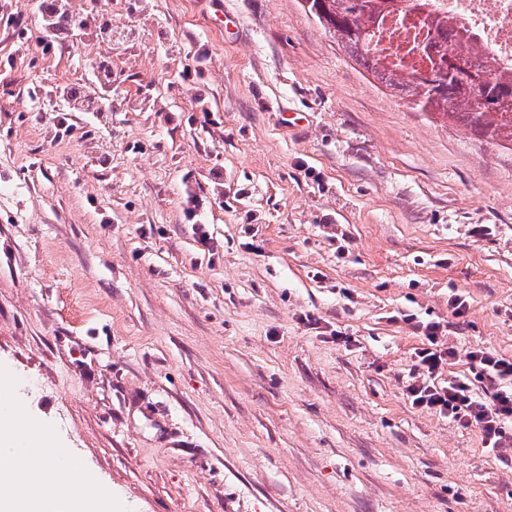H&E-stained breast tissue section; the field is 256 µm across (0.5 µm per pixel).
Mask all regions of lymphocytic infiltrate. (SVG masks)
I'll return each instance as SVG.
<instances>
[{"label":"lymphocytic infiltrate","mask_w":512,"mask_h":512,"mask_svg":"<svg viewBox=\"0 0 512 512\" xmlns=\"http://www.w3.org/2000/svg\"><path fill=\"white\" fill-rule=\"evenodd\" d=\"M404 322L411 325L421 339L414 351V370L404 387V395L412 407L434 413L468 429H478L482 443L492 452L506 453L512 447V358L483 347L463 351L448 346L443 323L422 321L407 314ZM465 360L475 370L477 380L488 382L490 396L480 395L469 378L442 380L445 367Z\"/></svg>","instance_id":"obj_1"}]
</instances>
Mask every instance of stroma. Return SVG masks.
I'll return each mask as SVG.
<instances>
[{
    "label": "stroma",
    "instance_id": "1",
    "mask_svg": "<svg viewBox=\"0 0 512 512\" xmlns=\"http://www.w3.org/2000/svg\"><path fill=\"white\" fill-rule=\"evenodd\" d=\"M40 3L0 0V371L28 413L125 512H512V461L403 394L404 315L512 357V149L412 109L301 0H58L85 40L48 50Z\"/></svg>",
    "mask_w": 512,
    "mask_h": 512
}]
</instances>
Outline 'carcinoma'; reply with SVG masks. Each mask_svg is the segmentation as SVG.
<instances>
[{"mask_svg":"<svg viewBox=\"0 0 512 512\" xmlns=\"http://www.w3.org/2000/svg\"><path fill=\"white\" fill-rule=\"evenodd\" d=\"M323 27L357 64L414 108L442 115L479 138L512 145V71L501 69L486 47L472 42L454 20L428 14L430 73L388 69L370 53L373 28L409 0H310Z\"/></svg>","mask_w":512,"mask_h":512,"instance_id":"obj_1","label":"carcinoma"}]
</instances>
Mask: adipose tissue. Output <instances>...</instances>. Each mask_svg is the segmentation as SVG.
<instances>
[{
  "label": "adipose tissue",
  "instance_id": "ef3b65f1",
  "mask_svg": "<svg viewBox=\"0 0 512 512\" xmlns=\"http://www.w3.org/2000/svg\"><path fill=\"white\" fill-rule=\"evenodd\" d=\"M17 376L0 374V512H112V496L25 411Z\"/></svg>",
  "mask_w": 512,
  "mask_h": 512
}]
</instances>
